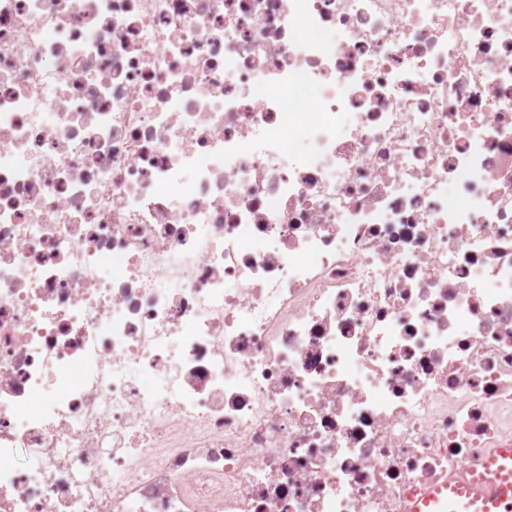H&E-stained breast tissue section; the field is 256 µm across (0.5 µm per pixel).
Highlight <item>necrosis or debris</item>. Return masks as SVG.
Segmentation results:
<instances>
[{"label":"necrosis or debris","mask_w":512,"mask_h":512,"mask_svg":"<svg viewBox=\"0 0 512 512\" xmlns=\"http://www.w3.org/2000/svg\"><path fill=\"white\" fill-rule=\"evenodd\" d=\"M511 447L512 0H0V512Z\"/></svg>","instance_id":"necrosis-or-debris-1"}]
</instances>
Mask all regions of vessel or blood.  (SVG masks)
<instances>
[{
	"label": "vessel or blood",
	"instance_id": "vessel-or-blood-1",
	"mask_svg": "<svg viewBox=\"0 0 512 512\" xmlns=\"http://www.w3.org/2000/svg\"><path fill=\"white\" fill-rule=\"evenodd\" d=\"M403 512H512V447L494 449L481 471L463 481L411 494Z\"/></svg>",
	"mask_w": 512,
	"mask_h": 512
}]
</instances>
